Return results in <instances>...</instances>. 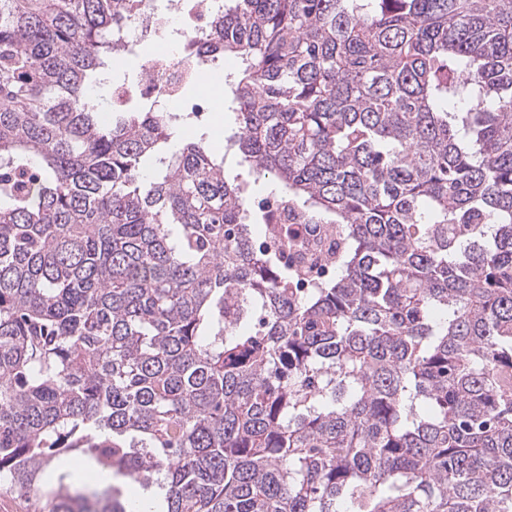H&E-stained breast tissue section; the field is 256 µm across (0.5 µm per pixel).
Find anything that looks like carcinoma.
<instances>
[{
	"label": "carcinoma",
	"mask_w": 512,
	"mask_h": 512,
	"mask_svg": "<svg viewBox=\"0 0 512 512\" xmlns=\"http://www.w3.org/2000/svg\"><path fill=\"white\" fill-rule=\"evenodd\" d=\"M142 0H0V487L35 512H512V0H224L237 131L97 119ZM239 155L336 235L303 291ZM250 207H254L257 211L270 215L275 214V219L270 221L268 224V231L263 233L261 236L254 239L256 247L261 249H268L269 251H275L280 255L283 262L289 265L294 264V258L289 252L282 250L281 240L283 237L284 227L288 224H280L277 219V203L261 201L252 202L250 200Z\"/></svg>",
	"instance_id": "cac0c4a2"
}]
</instances>
